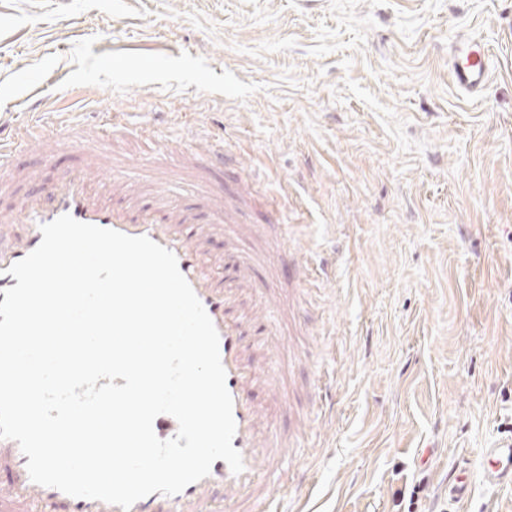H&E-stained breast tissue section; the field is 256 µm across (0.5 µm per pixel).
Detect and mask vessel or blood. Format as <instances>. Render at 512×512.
Segmentation results:
<instances>
[{
	"label": "vessel or blood",
	"instance_id": "vessel-or-blood-1",
	"mask_svg": "<svg viewBox=\"0 0 512 512\" xmlns=\"http://www.w3.org/2000/svg\"><path fill=\"white\" fill-rule=\"evenodd\" d=\"M451 72L456 88L476 92L489 73L484 44L460 41ZM111 139V130L86 136L68 123L59 124L48 134L20 131L8 138L0 136V179L15 173L10 157L16 149L33 141L51 152L68 146L74 156L56 179L46 182L39 172H29L27 191L12 205L0 207V301L5 298V289L16 284L8 268L39 245L41 224L63 214L130 236L149 237L172 251L219 334L226 385L234 401L236 433L232 445L241 453L244 469L235 474L224 460H216L206 478L182 493H153L137 501L130 512H239L246 506L270 503L271 490L285 482L288 459L251 393L262 384L276 399L283 389L281 384L267 380L261 366L248 359L247 351L255 343L267 345L269 337L278 333L268 313L271 299L259 291L256 263L250 254L238 253L227 267L209 259V242L223 236L226 225L236 223V209L223 194L200 185L190 194V202H183L180 180L168 176L147 179L135 161L109 168L106 178H94L101 148ZM247 292L256 293L257 299L244 311L239 300ZM27 461L17 442L0 439V512H123L118 506L33 483ZM485 461L486 481L512 483V440L487 449Z\"/></svg>",
	"mask_w": 512,
	"mask_h": 512
}]
</instances>
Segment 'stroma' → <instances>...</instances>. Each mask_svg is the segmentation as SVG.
Listing matches in <instances>:
<instances>
[{
    "label": "stroma",
    "instance_id": "1",
    "mask_svg": "<svg viewBox=\"0 0 512 512\" xmlns=\"http://www.w3.org/2000/svg\"><path fill=\"white\" fill-rule=\"evenodd\" d=\"M111 118L118 156L220 143L213 186L253 183L251 238L211 253H264L289 304L286 398L255 394L294 463L278 512H512L482 476L512 439V0H0V122ZM451 72L456 88L467 93L476 92L489 73V56L484 44L472 40L460 41L455 49Z\"/></svg>",
    "mask_w": 512,
    "mask_h": 512
}]
</instances>
